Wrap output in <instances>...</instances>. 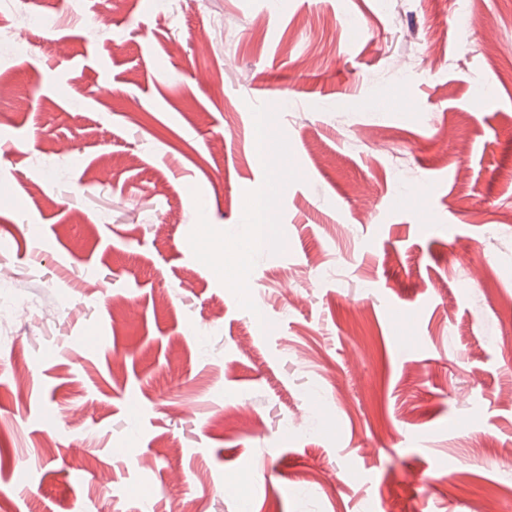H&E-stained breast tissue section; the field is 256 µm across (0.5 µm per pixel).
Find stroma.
Instances as JSON below:
<instances>
[{
    "label": "stroma",
    "instance_id": "1",
    "mask_svg": "<svg viewBox=\"0 0 512 512\" xmlns=\"http://www.w3.org/2000/svg\"><path fill=\"white\" fill-rule=\"evenodd\" d=\"M68 6L0 12V499L512 512V0ZM271 201L261 198L251 210L248 224V251L252 255L270 253L282 246L278 225L270 224Z\"/></svg>",
    "mask_w": 512,
    "mask_h": 512
}]
</instances>
